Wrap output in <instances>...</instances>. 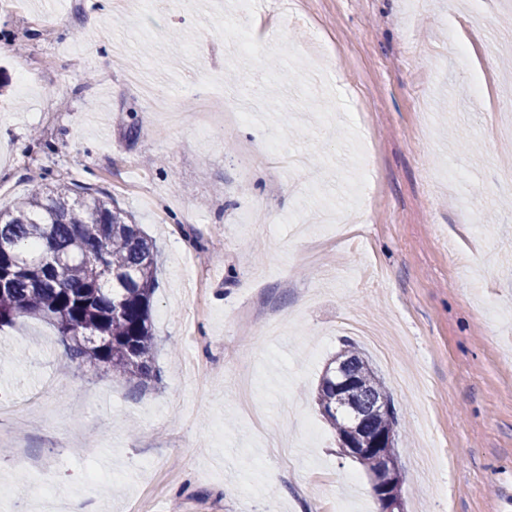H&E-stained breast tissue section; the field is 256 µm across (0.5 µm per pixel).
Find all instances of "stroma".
Returning a JSON list of instances; mask_svg holds the SVG:
<instances>
[{
    "label": "stroma",
    "instance_id": "obj_1",
    "mask_svg": "<svg viewBox=\"0 0 512 512\" xmlns=\"http://www.w3.org/2000/svg\"><path fill=\"white\" fill-rule=\"evenodd\" d=\"M206 0H0V208L45 183L88 187L161 249L157 383L63 372L38 317L0 330V512H30L18 465L90 512H379L314 393L353 340L405 430L403 512H499L512 495V12L501 0H259L278 35L347 97L364 146L359 210L277 236L311 184L339 189L321 139L287 128L303 169L257 129L202 131L200 94L237 53ZM465 46L457 56L449 38ZM285 317L263 335L255 311ZM396 327L380 353L343 321Z\"/></svg>",
    "mask_w": 512,
    "mask_h": 512
}]
</instances>
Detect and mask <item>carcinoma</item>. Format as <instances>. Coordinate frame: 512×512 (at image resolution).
<instances>
[{"label":"carcinoma","mask_w":512,"mask_h":512,"mask_svg":"<svg viewBox=\"0 0 512 512\" xmlns=\"http://www.w3.org/2000/svg\"><path fill=\"white\" fill-rule=\"evenodd\" d=\"M159 255L110 198H72L66 185L38 182L13 207L0 209V328L38 315L64 337V367L88 361L144 387L158 378L152 308ZM338 367L353 383L344 411L324 415L338 443L351 435L354 416L363 417L367 435L399 439L402 418L388 388L352 343L326 365L317 405L336 407Z\"/></svg>","instance_id":"1"}]
</instances>
